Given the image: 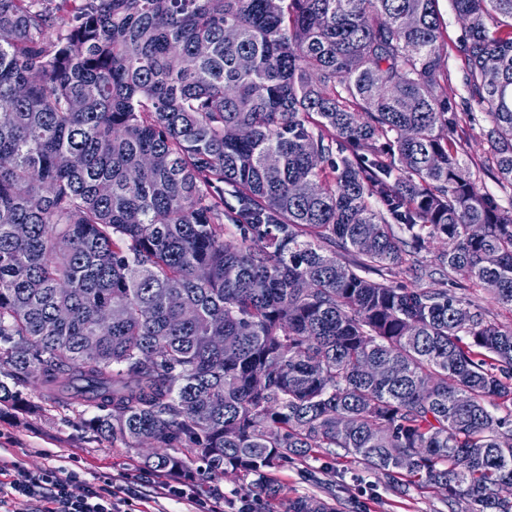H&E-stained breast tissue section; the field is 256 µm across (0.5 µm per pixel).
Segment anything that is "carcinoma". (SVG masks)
<instances>
[{
  "mask_svg": "<svg viewBox=\"0 0 512 512\" xmlns=\"http://www.w3.org/2000/svg\"><path fill=\"white\" fill-rule=\"evenodd\" d=\"M53 2L0 0V411L34 384L246 500L341 449L512 512V325L456 292L512 308V198L463 148L512 191V0H452L476 112L437 0ZM438 9L444 22L445 39L448 43V81L440 82L439 91L461 109L463 97L467 96L462 82L463 61L457 48L464 35L463 24L450 0H438ZM464 149L475 165V167H473V171H477L476 175L479 185L490 193L500 194L498 185L494 181L491 173L487 172L485 169H482V165L486 164L487 159L490 158V151L488 144L478 129L470 131Z\"/></svg>",
  "mask_w": 512,
  "mask_h": 512,
  "instance_id": "obj_1",
  "label": "carcinoma"
}]
</instances>
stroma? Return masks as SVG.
<instances>
[{
	"label": "stroma",
	"mask_w": 512,
	"mask_h": 512,
	"mask_svg": "<svg viewBox=\"0 0 512 512\" xmlns=\"http://www.w3.org/2000/svg\"><path fill=\"white\" fill-rule=\"evenodd\" d=\"M438 9L448 51V78L441 82L440 92L459 104L466 95L458 51L463 24L450 0H438ZM23 401L22 407L0 413V459L21 461L31 471L48 466L67 468L77 459L89 475L108 476L114 483L127 486L130 499H137L147 489L139 479L144 469L136 451L113 447L110 441L86 432L70 409H40L41 398L33 390H24ZM275 476L286 500L314 494L337 498L344 512H449L444 496L415 488L398 494L382 477L341 456L320 453L306 462L280 468ZM242 485L241 475L229 472L198 478L196 490L213 512H237Z\"/></svg>",
	"instance_id": "stroma-1"
}]
</instances>
